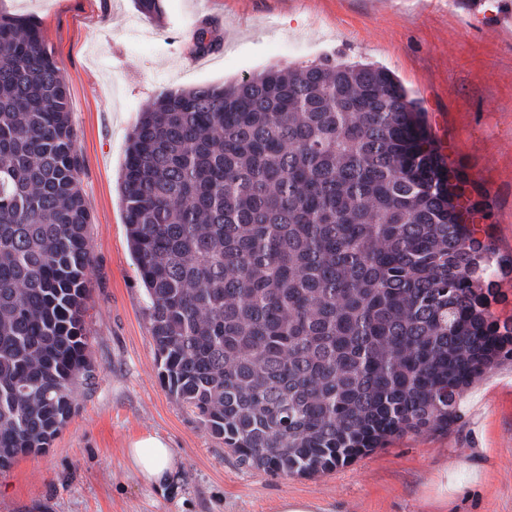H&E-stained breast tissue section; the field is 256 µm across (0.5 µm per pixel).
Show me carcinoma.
Returning a JSON list of instances; mask_svg holds the SVG:
<instances>
[{"label":"carcinoma","mask_w":512,"mask_h":512,"mask_svg":"<svg viewBox=\"0 0 512 512\" xmlns=\"http://www.w3.org/2000/svg\"><path fill=\"white\" fill-rule=\"evenodd\" d=\"M81 169L53 51L0 12V471L49 447L89 372ZM121 180L160 379L246 468L324 473L446 429L512 359L466 181L382 67L166 92Z\"/></svg>","instance_id":"obj_1"}]
</instances>
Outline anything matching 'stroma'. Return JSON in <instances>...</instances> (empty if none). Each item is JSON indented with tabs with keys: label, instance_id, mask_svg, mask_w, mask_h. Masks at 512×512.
Segmentation results:
<instances>
[{
	"label": "stroma",
	"instance_id": "35a3bbf8",
	"mask_svg": "<svg viewBox=\"0 0 512 512\" xmlns=\"http://www.w3.org/2000/svg\"><path fill=\"white\" fill-rule=\"evenodd\" d=\"M479 1L496 2L164 0V16L149 19L134 0H0V12L38 22L68 83L92 255L91 373L49 448L0 472V512H278L287 498L318 512H512V359L462 391L448 429L403 434L316 475L240 466L159 381L120 189L129 134L160 92L327 57L373 63L421 103L442 154L466 178L477 237L499 260L492 310L512 316V40L467 25ZM203 22L219 50L195 52ZM146 434L176 452L170 484L146 483L128 461L130 443ZM447 465L460 466V485L443 503L434 482Z\"/></svg>",
	"mask_w": 512,
	"mask_h": 512
}]
</instances>
